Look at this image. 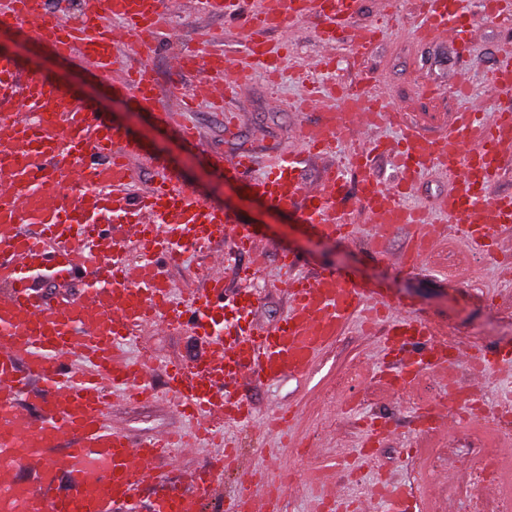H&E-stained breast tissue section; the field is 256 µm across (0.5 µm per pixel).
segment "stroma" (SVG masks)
Here are the masks:
<instances>
[{
  "label": "stroma",
  "instance_id": "stroma-1",
  "mask_svg": "<svg viewBox=\"0 0 512 512\" xmlns=\"http://www.w3.org/2000/svg\"><path fill=\"white\" fill-rule=\"evenodd\" d=\"M414 8L415 0H397L396 18L384 20L379 15L378 0H359L352 26L381 23L379 39L357 69L347 63L353 53L352 45H339L335 49L339 61L336 71L327 75L313 72V79L340 86L356 82L361 73H368L384 90L388 103L404 107L408 121L428 136L436 134L461 106L448 83L450 72L465 71L473 96L488 107L498 108L512 101L496 95L489 85L490 72L512 39V22L487 19L474 0H469L468 18L475 40L465 54L447 42L416 41ZM248 19L245 11L227 18L207 13L202 0H180L168 18L170 37L162 40L147 60L156 80L160 106L175 108L181 100L185 80L170 64L176 51L193 47L244 56ZM320 27L317 17L308 16L293 28L292 58L282 62L276 84H269L258 72L240 87L233 106L241 112L242 124L235 133H227L223 113L209 107L206 88L194 84L198 107L187 118L201 131V141L196 145L185 143L173 130L159 127L151 112L134 104L120 80H99L91 63L77 57L68 62L60 60L12 26L0 27V42L10 47L27 73L60 82L82 102L103 113L121 133L138 138L146 153L134 160L133 166L142 184H149L159 174H169L209 203L224 207L237 217L240 225L249 228L257 246L267 251L264 269L257 272L249 285L250 292L257 297L251 313L256 325H274L287 309L283 283L288 272L281 268L278 255L288 251L300 261L298 273L347 270L357 280L384 283L391 298L411 300L418 314L447 325L449 337L459 344L476 341L488 348H512V284L499 280L493 262L462 270L453 285L449 284L444 267L433 262L422 271L397 267L393 260L409 239V227L397 226L384 248H376L374 226L352 200L348 207L349 218L356 226L355 236L345 241L329 240L305 224L300 214L284 212L253 195L246 179H224L209 165V158L216 154L230 159L249 153L255 158L256 173L260 174L275 154L300 151L296 131L301 124L316 121L320 111H295L293 101L303 90L306 67L324 52L318 36ZM209 255V249L192 248L186 251L183 263L164 265L165 275L177 295L186 299L195 291L208 266ZM144 346L164 366L174 362L196 363L208 351L206 343L187 328L162 332L143 329L138 338L126 343L125 349L135 357ZM377 349L376 338L362 335L358 325L353 324L321 357L309 377L239 383L237 391L251 404L255 416L237 430L236 436L252 469L273 479L291 475L294 489L284 499L283 512H308L310 499L319 491L318 485L310 480L311 474L340 479L345 468L354 466L360 443L357 422L363 415L385 417L393 422L397 434L381 448L378 464L386 471L408 476L406 449L425 443L412 424L416 402L407 394L383 393L364 377L366 362ZM350 370L361 373L354 390L362 402L358 415L341 412L335 400L336 381ZM288 405L300 408L301 417L293 429L303 435L310 448L302 458L291 455L288 449H278L279 457L273 460L269 450L275 447L276 439L263 431L262 421L277 408ZM109 414L113 424L136 444L162 432H180L189 427L176 411L174 397L165 393L141 403L111 399ZM210 454L205 447L180 449L176 464L162 468L157 479L140 485V498H152L174 484L190 485L195 473L209 462ZM472 457L473 446L463 426H456L452 437L439 446L438 460L429 479L433 499L441 512H465Z\"/></svg>",
  "mask_w": 512,
  "mask_h": 512
}]
</instances>
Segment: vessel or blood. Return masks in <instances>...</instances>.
Returning <instances> with one entry per match:
<instances>
[{"mask_svg":"<svg viewBox=\"0 0 512 512\" xmlns=\"http://www.w3.org/2000/svg\"><path fill=\"white\" fill-rule=\"evenodd\" d=\"M174 0H95L79 22L49 10L45 0H0V24L26 26L58 57L91 62L101 79L120 73L122 86L139 105L153 108L157 122L175 130L189 144L196 128L184 117L195 97L182 107H157L151 70L133 68L129 56L147 58L163 33L164 17ZM358 0H280L278 7L252 8L247 34V63L229 53L188 50L175 59L179 75L217 74L224 92L215 97L227 128L240 113L228 110L238 87L254 70L278 74L289 46V26L307 16L322 21L319 37L327 50L322 68L333 65L331 46L350 42L363 53L379 37L372 25L352 28ZM278 41H271V32ZM419 40L449 37L460 47L472 41L463 0H420ZM498 93H512V59L504 58L490 74ZM399 126L390 142L376 138L385 124ZM299 142L307 151L325 153L343 140H365L353 155L359 174L349 187L336 168L326 170L314 187L303 185L300 158L286 154L249 184L251 192L276 208L299 213L305 223L330 239L350 232L345 201L356 193L385 244L390 231L408 224L412 235L400 259L406 269L425 268L443 241H464L474 253L495 255L501 233L512 228V195L494 194L492 184L512 166V110L487 111L469 104L448 127L426 137L405 122L401 109L389 106L369 83L343 100L338 111L301 126ZM144 154L142 143L121 134L102 113L59 85L25 72L10 55L0 54V512H201L212 494L216 471L234 470L238 486L225 512H279L289 490L285 482L257 475L232 442L213 429L214 418L228 424L250 421L251 408L228 390L244 377L273 381L304 377L353 322L363 328L384 327L381 349L388 366L379 382L388 392L413 388L424 371L438 374L448 398L466 395L483 402L479 384L489 375L512 368V352H490L474 345L453 348L448 328L413 312L410 303L390 298L384 289L358 283L344 271L289 279L288 309L274 326L259 329L250 312L251 296L228 298L224 273L203 277L188 302L177 301L164 276L162 259L181 258L186 249L232 239L253 250L254 236L236 227L235 217L207 203L171 177H161L146 191H136L132 162ZM379 156L393 159L400 173L396 186L385 185L374 170ZM211 165L239 176L253 158L231 161L214 156ZM429 171L452 183L441 195L444 224L406 198ZM71 193L61 197L62 182ZM48 270L61 281L82 280L74 298L49 303L33 275ZM236 315L225 319L224 308ZM148 326L192 327L210 338L209 358L190 367L174 365L166 387L180 414L198 424L191 434H161L143 445L131 443L107 417L108 397L149 401L157 392L147 360H128L121 348ZM470 373L461 385L460 367ZM417 426L427 435L453 431L446 403L420 410ZM205 439L218 441L222 453L211 467L196 473L186 488L169 487L140 510L134 489L154 475L155 465L169 461L175 449ZM66 493H55L58 480ZM382 500L387 512H421L414 484L381 483L366 488L357 509Z\"/></svg>","mask_w":512,"mask_h":512,"instance_id":"vessel-or-blood-1","label":"vessel or blood"}]
</instances>
